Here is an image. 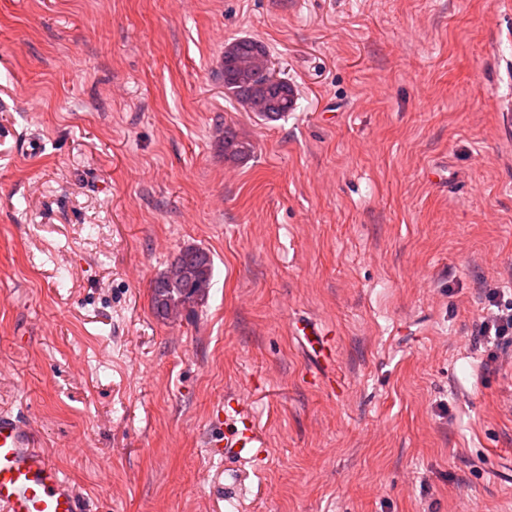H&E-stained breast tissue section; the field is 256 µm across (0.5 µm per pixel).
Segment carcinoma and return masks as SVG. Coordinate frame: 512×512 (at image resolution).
Segmentation results:
<instances>
[{
	"label": "carcinoma",
	"mask_w": 512,
	"mask_h": 512,
	"mask_svg": "<svg viewBox=\"0 0 512 512\" xmlns=\"http://www.w3.org/2000/svg\"><path fill=\"white\" fill-rule=\"evenodd\" d=\"M268 55L260 41L237 38L224 47V90L244 109L265 121H277L297 108L293 90L274 84L262 75H252L247 67L258 56ZM224 162L239 164L251 158L253 143L231 129H224ZM213 278V258L199 247L181 250L170 269L156 278L151 303L156 316L166 319L173 312H183L187 319L197 314L208 298Z\"/></svg>",
	"instance_id": "carcinoma-1"
}]
</instances>
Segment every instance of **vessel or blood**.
<instances>
[{
  "instance_id": "vessel-or-blood-1",
  "label": "vessel or blood",
  "mask_w": 512,
  "mask_h": 512,
  "mask_svg": "<svg viewBox=\"0 0 512 512\" xmlns=\"http://www.w3.org/2000/svg\"><path fill=\"white\" fill-rule=\"evenodd\" d=\"M226 429L212 447L225 459H260L262 442L254 416L243 407L241 394L226 396L218 413ZM0 512H90L52 459L38 448L29 420L0 412Z\"/></svg>"
}]
</instances>
